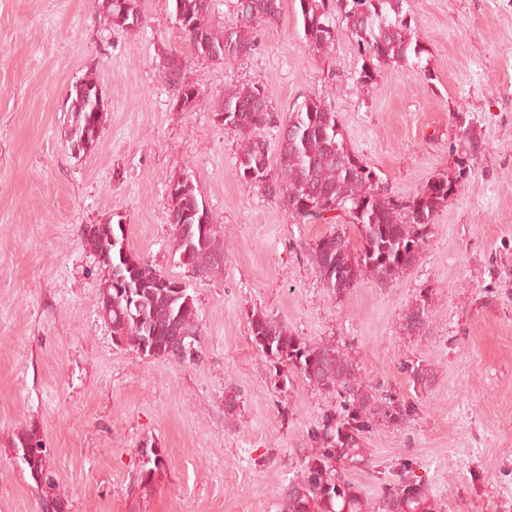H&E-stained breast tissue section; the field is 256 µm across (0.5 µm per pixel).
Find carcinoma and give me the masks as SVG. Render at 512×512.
Segmentation results:
<instances>
[{"label": "carcinoma", "instance_id": "obj_1", "mask_svg": "<svg viewBox=\"0 0 512 512\" xmlns=\"http://www.w3.org/2000/svg\"><path fill=\"white\" fill-rule=\"evenodd\" d=\"M296 2L304 39L318 52L333 46L336 22L342 23L362 60L355 77L363 87L374 84L381 67H413L423 53L405 10L407 0ZM215 5L216 0H174V22L195 57L203 60L226 62L250 54L256 48L257 28L277 22L281 14V0H237L235 26L216 30L211 24ZM97 8L118 31H134L143 24L138 0H97ZM161 62L174 91L173 104L181 109L194 106L200 92L185 80L182 58L163 52ZM68 101L69 148L85 151L96 145L106 112L93 76L73 84ZM217 111L224 115V128L242 138L238 174L243 180L283 199L292 217L332 225L309 247V255L323 285L336 296L348 293L366 275L389 280L413 266L435 216L468 174L465 156L454 176L439 177L411 197L391 195L374 167L351 150L336 113L316 94L290 113L274 161L261 136L275 122L262 86L225 90ZM198 195L188 178L170 183L169 211L175 212L170 224L182 265L207 278L224 268V238ZM346 217L356 230L354 238L341 224ZM83 239L107 271L105 282L112 283L101 288L98 304L101 317L112 328L113 343L143 356L195 361L202 329L186 286L144 258L123 251L120 222L90 225ZM428 318L427 301L421 294L402 314L404 333L420 335ZM249 335L274 367L285 368L283 379L297 375L319 390L335 393L339 400L336 410L327 413L313 431L312 441L319 448L306 456L289 482L280 512H436L428 485L417 478L408 461L401 463L395 479L382 484L373 503L348 476L368 465L365 437L373 427H402L418 415L413 398L379 392L365 382L346 347L311 343L262 312L255 311L249 318ZM402 370L415 386L428 381L429 371L419 362H407ZM15 446L22 450L34 481L53 488L51 478L43 476L46 459L41 440L31 433Z\"/></svg>", "mask_w": 512, "mask_h": 512}]
</instances>
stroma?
Returning <instances> with one entry per match:
<instances>
[{
	"mask_svg": "<svg viewBox=\"0 0 512 512\" xmlns=\"http://www.w3.org/2000/svg\"><path fill=\"white\" fill-rule=\"evenodd\" d=\"M139 6L142 26L121 32L96 0H0V512H47L16 446L30 432L63 512H278L336 396L297 376L276 384L249 336L256 310L351 347L379 391L417 397L415 420L368 434L370 462L350 474L367 497L408 459L440 512H512V0H407L420 67H384L368 88L347 30L313 51L293 0L258 28L256 50L226 62L192 56L173 0ZM164 51L182 55L196 106L174 107ZM89 75L107 112L97 145L77 153L66 99ZM241 84L263 86L281 124L320 95L398 197L455 174L471 129L468 176L414 266L340 298L325 288L308 249L328 225L296 221L238 175L241 139L215 110ZM181 177L224 236V269L206 279L175 248L168 188ZM111 220L130 251L194 295L196 362L113 344L98 312L105 272L82 237ZM420 294L428 324L408 336L401 316ZM408 361L430 369L425 386L402 372Z\"/></svg>",
	"mask_w": 512,
	"mask_h": 512,
	"instance_id": "stroma-1",
	"label": "stroma"
}]
</instances>
